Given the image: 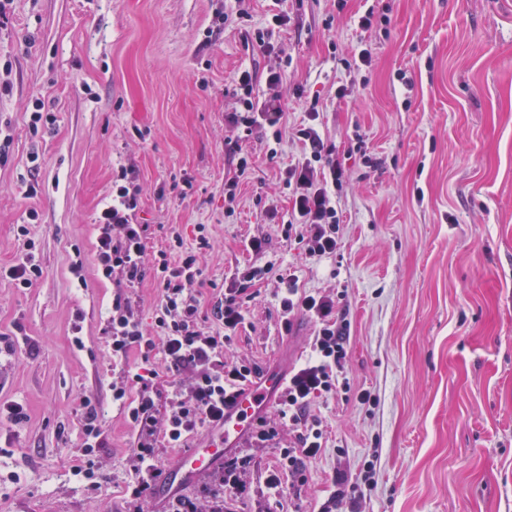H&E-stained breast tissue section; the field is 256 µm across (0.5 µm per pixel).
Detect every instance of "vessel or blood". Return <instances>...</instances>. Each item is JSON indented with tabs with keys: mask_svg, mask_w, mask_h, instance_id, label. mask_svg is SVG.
<instances>
[{
	"mask_svg": "<svg viewBox=\"0 0 512 512\" xmlns=\"http://www.w3.org/2000/svg\"><path fill=\"white\" fill-rule=\"evenodd\" d=\"M284 380L280 373L265 375L225 407L224 423L207 444L186 450L167 473L157 493L155 512H164L176 496L207 481L227 456L245 447L254 421L276 403Z\"/></svg>",
	"mask_w": 512,
	"mask_h": 512,
	"instance_id": "1",
	"label": "vessel or blood"
}]
</instances>
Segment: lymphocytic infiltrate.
Listing matches in <instances>:
<instances>
[{"label": "lymphocytic infiltrate", "instance_id": "obj_1", "mask_svg": "<svg viewBox=\"0 0 512 512\" xmlns=\"http://www.w3.org/2000/svg\"><path fill=\"white\" fill-rule=\"evenodd\" d=\"M260 77L271 86L282 82L281 71L272 67L262 76L253 69L239 71L234 80L237 106L226 114L225 120L235 128L257 127L269 131L277 144L287 136L302 142V157L285 171L291 214L283 232L286 238L302 244L308 257L336 254L340 224L338 193L345 165L315 125L318 107H311L308 123L291 128L281 100L264 104L253 101V84ZM137 195L138 190L128 182L126 173H119L112 182V203L97 217V271L104 278L116 279L128 287L143 281L148 256L147 227L136 221ZM153 258L161 300L152 330H145L127 299L122 297L113 299L105 327L112 356L124 365L121 383L113 387L112 398L124 408L136 434L132 477L126 485V493L133 501L145 496L151 479L159 474L154 463L157 443L163 441L170 447L180 448L198 429L221 425L225 405L233 401L245 383L259 375L255 365L224 361V333L244 323L241 296L252 283L265 277V270L250 269L226 288L223 299L214 306L216 319L225 327L224 332L218 333L202 327L198 302L186 290L187 283L200 274L195 251L185 248L177 237L168 249L158 251ZM282 283L280 308L284 331H291L293 319L299 314L314 319L316 330L310 359L288 375L278 403V426H271L266 418H258L257 430L251 437L254 445L263 448L276 441L280 427L291 428L295 434L293 445L280 449L277 467L267 477L266 484L271 489L280 487L281 470L301 474L306 461L322 451L324 433L319 422L307 415L311 401L349 385L344 378L345 323L335 301L317 292L300 290L295 276L283 278ZM158 347L163 350L169 370L192 375L187 396H174L164 409L159 406L160 374L150 366ZM134 348L140 351L142 363L131 367L127 359ZM103 445L101 420L96 414H87L75 474L87 480L95 479L96 451Z\"/></svg>", "mask_w": 512, "mask_h": 512}]
</instances>
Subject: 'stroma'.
<instances>
[{
	"label": "stroma",
	"instance_id": "1",
	"mask_svg": "<svg viewBox=\"0 0 512 512\" xmlns=\"http://www.w3.org/2000/svg\"><path fill=\"white\" fill-rule=\"evenodd\" d=\"M369 8L379 21L364 30ZM282 10L291 21L264 55L254 33ZM365 45L371 68L352 66ZM270 66L283 82L258 81L256 100L281 96L292 125L318 100L337 153L360 137L377 160L346 161L330 258L310 260L283 235L279 172L301 143L224 121L236 72ZM37 99L56 121L35 134ZM236 139L256 164L228 216L226 143ZM0 145V268L14 263L23 224L42 268L29 288L0 275V404L28 415L0 419V512L131 510L134 431L112 400L122 367L104 328L118 295L151 326L161 291L153 273L129 288L96 269V217L121 170L140 190L150 251L175 234L188 248L208 237L189 287L207 330L223 328L212 308L226 278L269 268L225 358L284 373L305 360L315 324L300 317L283 331L278 273L346 312L351 390L310 407L326 434L321 455L303 479L285 475L279 495L266 484L276 450L243 448L247 492L224 512H512V0H345L341 10L336 0H11L0 18ZM252 238L263 252L247 250ZM359 389L377 405L360 404ZM89 409L106 436L95 491L72 471Z\"/></svg>",
	"mask_w": 512,
	"mask_h": 512
}]
</instances>
